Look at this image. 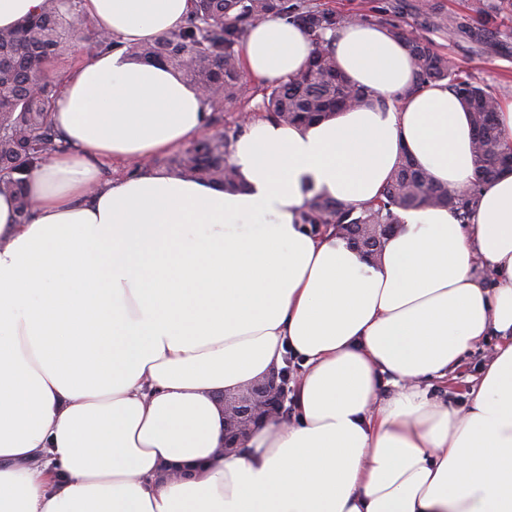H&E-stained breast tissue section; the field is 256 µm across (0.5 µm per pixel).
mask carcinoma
I'll use <instances>...</instances> for the list:
<instances>
[{
    "instance_id": "1",
    "label": "carcinoma",
    "mask_w": 512,
    "mask_h": 512,
    "mask_svg": "<svg viewBox=\"0 0 512 512\" xmlns=\"http://www.w3.org/2000/svg\"><path fill=\"white\" fill-rule=\"evenodd\" d=\"M469 10L471 15L453 20L457 36L476 45L512 38V0H471ZM76 12L77 0H44L38 13L0 29V193L14 196L22 220L31 207L24 174L59 147L53 124L58 82L48 75V65L71 51L75 31L69 26ZM282 17L311 37L314 50L305 69L270 88L261 102L264 111L287 124L308 123L359 106L363 92L339 71L325 40L327 32L359 16L326 11L310 0H193L183 28L152 42L130 44L126 54L169 67L197 88L208 108L217 112L248 90L241 66L247 29ZM387 30L404 41L411 53L414 80L406 94L444 82L465 103L475 130L473 158L479 180L489 181L512 169V150L498 126L499 100L493 90L449 68L447 58L430 41L410 38L393 24ZM240 133L238 125L200 137L170 157L165 172L226 190L236 188V174L226 164V156ZM476 197L475 188L449 192L405 157L374 200L347 204L314 195L300 212L299 223L313 234L331 227L349 246L375 257L399 223L398 212L442 207L458 223L467 224Z\"/></svg>"
}]
</instances>
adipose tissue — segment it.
Segmentation results:
<instances>
[{"mask_svg": "<svg viewBox=\"0 0 512 512\" xmlns=\"http://www.w3.org/2000/svg\"><path fill=\"white\" fill-rule=\"evenodd\" d=\"M114 46L64 71L61 147L0 194V512H512V172L477 183L470 114L414 94L383 26L327 33L370 102L310 124L250 118L241 188L129 164L206 128L202 94L130 43L184 26L191 0H80ZM314 45L251 26L244 72L277 83ZM438 184H479L468 225L401 212L373 263L303 230L313 195L371 201L402 154ZM498 337L466 405L429 390ZM299 359L292 417L225 453L224 394Z\"/></svg>", "mask_w": 512, "mask_h": 512, "instance_id": "obj_1", "label": "adipose tissue"}]
</instances>
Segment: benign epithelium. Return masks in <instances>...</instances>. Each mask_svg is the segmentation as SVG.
Returning a JSON list of instances; mask_svg holds the SVG:
<instances>
[{
	"label": "benign epithelium",
	"instance_id": "benign-epithelium-1",
	"mask_svg": "<svg viewBox=\"0 0 512 512\" xmlns=\"http://www.w3.org/2000/svg\"><path fill=\"white\" fill-rule=\"evenodd\" d=\"M287 396L288 374L283 372L248 386L238 398L224 401V451L233 452L240 438L262 419L283 413Z\"/></svg>",
	"mask_w": 512,
	"mask_h": 512
}]
</instances>
